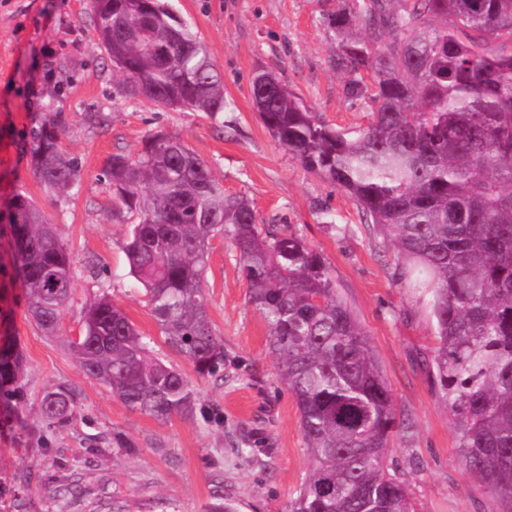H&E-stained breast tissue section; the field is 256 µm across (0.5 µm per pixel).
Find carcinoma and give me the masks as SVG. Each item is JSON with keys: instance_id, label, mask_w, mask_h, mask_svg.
<instances>
[{"instance_id": "cac0c4a2", "label": "carcinoma", "mask_w": 512, "mask_h": 512, "mask_svg": "<svg viewBox=\"0 0 512 512\" xmlns=\"http://www.w3.org/2000/svg\"><path fill=\"white\" fill-rule=\"evenodd\" d=\"M90 4L110 61L139 74L120 73L128 94L224 111L206 46L162 0ZM334 26L349 92L370 102L368 127H330L272 71L253 79L255 108L289 154L357 201L431 295L432 375L458 457L494 512H512V0H341ZM66 121L63 112L44 117L27 147L33 175L54 191L75 176L60 144ZM105 175L135 218L129 274L165 343L201 378L224 368L203 288L209 240L220 231L233 240L313 459L286 512H415L406 482L386 463L400 424L393 395L321 253L261 225L248 200L225 194L209 165L162 130L133 155L112 154ZM11 208L14 278L31 317L53 331L73 287L72 260L30 197L16 195ZM150 343L103 294L69 347L83 373L131 410L158 420L192 415L188 380ZM22 370L21 351L0 343V400L22 398ZM78 406L76 390L59 385L41 400L42 421L68 423Z\"/></svg>"}]
</instances>
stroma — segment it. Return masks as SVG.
<instances>
[{
  "label": "stroma",
  "instance_id": "stroma-1",
  "mask_svg": "<svg viewBox=\"0 0 512 512\" xmlns=\"http://www.w3.org/2000/svg\"><path fill=\"white\" fill-rule=\"evenodd\" d=\"M167 2L202 38L224 80L227 107L216 116L118 92L87 0H0V334L25 357L22 399L0 404V512H160L165 502L175 512H206L219 493L237 512H285L311 467L299 411L268 349L267 325L248 302L230 238L211 239L204 285L224 339V369L215 376L198 377L165 344L142 285L128 273L133 217L113 196L104 165L113 153L137 152L158 129L204 160L227 194L248 198L264 223L287 226L322 254L401 411L388 457L416 512H492L458 459L446 402L427 369L436 343L429 296L413 288L389 237L365 222L354 198L289 155L252 101L254 76L272 71L332 127L367 126V102L350 96L336 65L339 0ZM55 111L67 117L62 147L78 163L66 196L34 177L26 153L31 128ZM20 193L55 224L75 267L51 334L11 281L10 204ZM102 294L183 371L197 398L193 418L131 411L82 372L67 341L81 334L85 307ZM60 384L78 392L79 413L48 429L40 401ZM117 435L133 451L113 447Z\"/></svg>",
  "mask_w": 512,
  "mask_h": 512
}]
</instances>
